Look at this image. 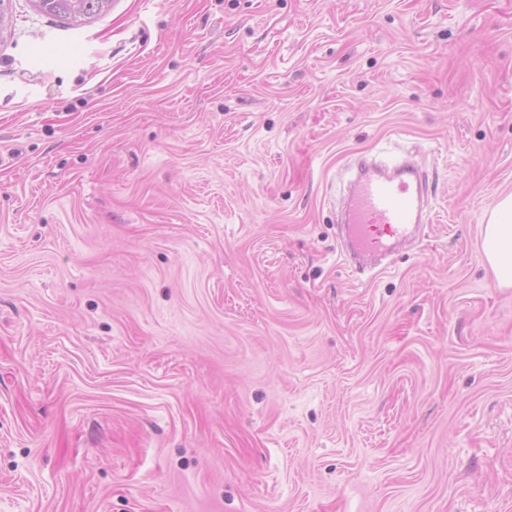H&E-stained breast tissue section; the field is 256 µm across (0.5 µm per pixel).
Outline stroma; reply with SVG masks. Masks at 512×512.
<instances>
[{"mask_svg":"<svg viewBox=\"0 0 512 512\" xmlns=\"http://www.w3.org/2000/svg\"><path fill=\"white\" fill-rule=\"evenodd\" d=\"M434 221L357 281L338 175ZM512 0H112L0 32V512H512ZM482 252L500 287H512V194L498 199L482 231Z\"/></svg>","mask_w":512,"mask_h":512,"instance_id":"1","label":"stroma"}]
</instances>
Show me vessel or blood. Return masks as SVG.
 <instances>
[{"mask_svg":"<svg viewBox=\"0 0 512 512\" xmlns=\"http://www.w3.org/2000/svg\"><path fill=\"white\" fill-rule=\"evenodd\" d=\"M426 175L412 160L375 163L356 161L347 184L343 224L352 248L365 255H383L412 239L429 223Z\"/></svg>","mask_w":512,"mask_h":512,"instance_id":"1","label":"vessel or blood"}]
</instances>
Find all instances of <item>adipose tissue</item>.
<instances>
[{
    "label": "adipose tissue",
    "instance_id": "adipose-tissue-1",
    "mask_svg": "<svg viewBox=\"0 0 512 512\" xmlns=\"http://www.w3.org/2000/svg\"><path fill=\"white\" fill-rule=\"evenodd\" d=\"M482 252L500 287H512V194L498 199L482 231Z\"/></svg>",
    "mask_w": 512,
    "mask_h": 512
}]
</instances>
